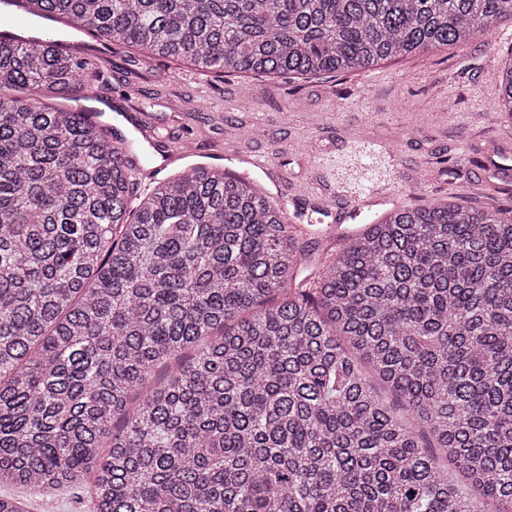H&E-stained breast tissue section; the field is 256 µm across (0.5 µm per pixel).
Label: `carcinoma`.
Returning <instances> with one entry per match:
<instances>
[{
	"label": "carcinoma",
	"instance_id": "cac0c4a2",
	"mask_svg": "<svg viewBox=\"0 0 512 512\" xmlns=\"http://www.w3.org/2000/svg\"><path fill=\"white\" fill-rule=\"evenodd\" d=\"M201 75L322 76L485 34L512 0H16ZM102 77L0 40V486L94 512H512V218L429 204L313 262L248 178L136 203ZM496 111L512 120V56Z\"/></svg>",
	"mask_w": 512,
	"mask_h": 512
}]
</instances>
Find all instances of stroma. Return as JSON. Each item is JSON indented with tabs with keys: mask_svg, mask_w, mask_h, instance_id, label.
Returning <instances> with one entry per match:
<instances>
[{
	"mask_svg": "<svg viewBox=\"0 0 512 512\" xmlns=\"http://www.w3.org/2000/svg\"><path fill=\"white\" fill-rule=\"evenodd\" d=\"M54 37L101 58L94 106L106 122L132 113L125 96L137 89L160 134L149 143L129 122L120 123L137 156L158 163L164 143L188 140L204 163L216 166L217 148L236 135L248 151L271 158L283 177L282 219L301 241H317L319 256L331 252L327 233L334 223L358 229L397 209L449 200L512 216V123L499 118L488 91L512 50L511 18L464 44L358 72L290 79L202 76L181 60L112 49L66 21L56 22ZM387 146L394 155L384 154ZM318 154L329 168H315ZM315 180L335 192L337 214L294 200ZM379 180L390 186L392 203L353 210L351 197Z\"/></svg>",
	"mask_w": 512,
	"mask_h": 512,
	"instance_id": "obj_1",
	"label": "stroma"
}]
</instances>
